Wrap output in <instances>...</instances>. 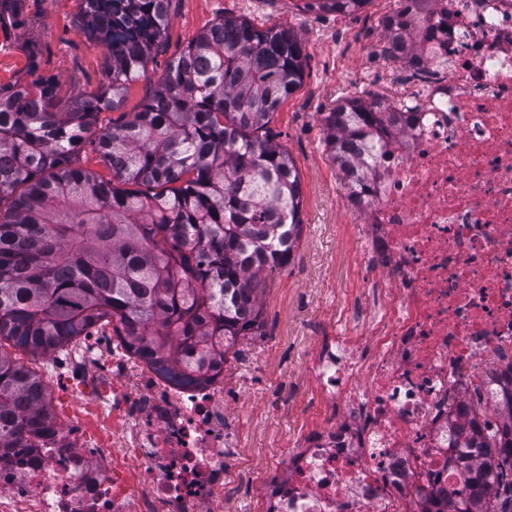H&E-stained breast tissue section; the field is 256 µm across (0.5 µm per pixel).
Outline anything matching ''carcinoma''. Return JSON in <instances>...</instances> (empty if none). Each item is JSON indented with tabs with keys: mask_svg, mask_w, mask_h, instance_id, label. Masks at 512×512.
<instances>
[{
	"mask_svg": "<svg viewBox=\"0 0 512 512\" xmlns=\"http://www.w3.org/2000/svg\"><path fill=\"white\" fill-rule=\"evenodd\" d=\"M24 0H0V29ZM368 0H307L350 13ZM81 30L111 59L105 80L57 110L53 80L0 86V450L54 431L42 379L1 342L47 355L112 327L125 348L191 383L262 335L261 278L286 266L302 231V190L269 124L301 84L305 46L290 29L224 17L187 45L142 109L102 128L161 45L169 0H80ZM348 198L377 151L383 113L353 98L323 118ZM112 169L81 165L86 147ZM470 437L460 468L479 494L444 512H512V402Z\"/></svg>",
	"mask_w": 512,
	"mask_h": 512,
	"instance_id": "obj_1",
	"label": "carcinoma"
}]
</instances>
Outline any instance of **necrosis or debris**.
Returning a JSON list of instances; mask_svg holds the SVG:
<instances>
[{"label":"necrosis or debris","mask_w":512,"mask_h":512,"mask_svg":"<svg viewBox=\"0 0 512 512\" xmlns=\"http://www.w3.org/2000/svg\"><path fill=\"white\" fill-rule=\"evenodd\" d=\"M399 51L358 79L383 99L386 151L350 209L359 294L316 337L296 383L321 406L257 489L258 512H438L461 485L470 404L512 401V0H390ZM84 391L111 425L56 429L0 454V512H224L240 454L239 386L192 384L110 340Z\"/></svg>","instance_id":"4bbe7bcc"}]
</instances>
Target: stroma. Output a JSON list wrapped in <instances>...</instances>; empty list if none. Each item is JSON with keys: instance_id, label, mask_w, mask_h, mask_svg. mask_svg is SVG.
Returning <instances> with one entry per match:
<instances>
[{"instance_id": "35a3bbf8", "label": "stroma", "mask_w": 512, "mask_h": 512, "mask_svg": "<svg viewBox=\"0 0 512 512\" xmlns=\"http://www.w3.org/2000/svg\"><path fill=\"white\" fill-rule=\"evenodd\" d=\"M386 8L385 0H368L348 14L310 11L302 0H169L165 39L145 75L128 85L119 109L98 117L99 126L108 127L140 111L170 63L217 18L283 26L305 45L302 83L270 123L300 176L303 232L290 263L261 281L262 338L239 340L249 349L262 346L265 356L261 380L243 391L232 414L244 442L235 466L255 482L265 477L298 430L281 404V387L301 372L316 330L336 325L362 280L360 231L350 221L339 172L325 148L323 117L347 99L369 102L386 96L384 85L353 79L356 70L387 59L378 28ZM79 24V0H26L23 25L0 31V84L26 82L35 73L55 77L62 112L77 94L95 91L105 77L108 52L89 41ZM49 397L58 425L87 419L80 382L60 378Z\"/></svg>"}]
</instances>
